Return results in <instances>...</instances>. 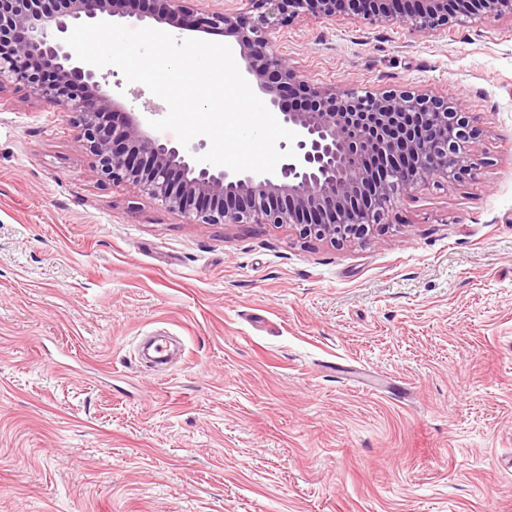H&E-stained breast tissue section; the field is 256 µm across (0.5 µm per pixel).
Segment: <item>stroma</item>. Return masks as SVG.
Listing matches in <instances>:
<instances>
[{
	"label": "stroma",
	"mask_w": 512,
	"mask_h": 512,
	"mask_svg": "<svg viewBox=\"0 0 512 512\" xmlns=\"http://www.w3.org/2000/svg\"><path fill=\"white\" fill-rule=\"evenodd\" d=\"M272 48L317 86L463 102L472 177L359 244L196 224L5 83L0 512H512V21L296 22ZM157 332L184 348L165 374L136 353Z\"/></svg>",
	"instance_id": "1"
}]
</instances>
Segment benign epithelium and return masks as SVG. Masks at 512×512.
<instances>
[{"mask_svg": "<svg viewBox=\"0 0 512 512\" xmlns=\"http://www.w3.org/2000/svg\"><path fill=\"white\" fill-rule=\"evenodd\" d=\"M147 1L159 5L147 15L158 23L235 38L240 72L297 134L280 144L296 158L270 175L190 164L179 148L150 136L58 37L71 20L122 18ZM191 2L0 0V93L13 81L49 110L69 114L78 146L102 177L130 183L196 224H287L303 239L365 242L390 223L392 199L411 198L431 182L452 187L472 174L479 132L461 103L408 90L361 95L314 86L272 51V37L296 20L355 15L429 35L460 16L512 20V0H414L411 8L401 0H233L207 12Z\"/></svg>", "mask_w": 512, "mask_h": 512, "instance_id": "benign-epithelium-1", "label": "benign epithelium"}]
</instances>
